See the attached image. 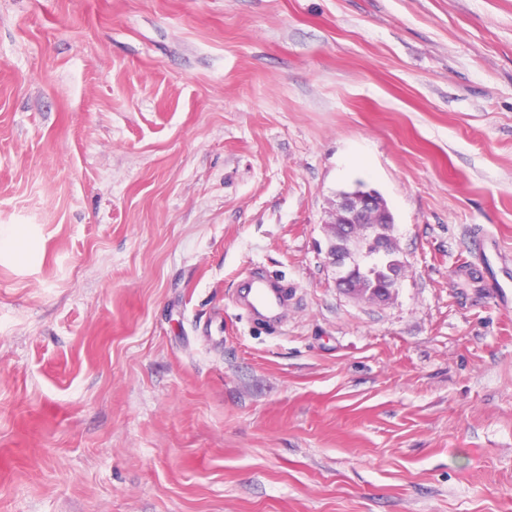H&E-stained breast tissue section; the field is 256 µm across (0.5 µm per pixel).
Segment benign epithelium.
<instances>
[{
  "label": "benign epithelium",
  "mask_w": 512,
  "mask_h": 512,
  "mask_svg": "<svg viewBox=\"0 0 512 512\" xmlns=\"http://www.w3.org/2000/svg\"><path fill=\"white\" fill-rule=\"evenodd\" d=\"M330 220L324 224L327 236L336 234V228L344 229L346 235L360 237L372 245L371 262L377 265L387 263L388 252L383 246V224H394L393 215L386 200L374 189L359 188L341 192L329 212ZM328 263L334 268L336 284L347 293L371 302L384 301L391 296L398 283V275L389 272V278L379 284L378 289L368 294L358 291L356 286L357 262L353 255H343L327 248Z\"/></svg>",
  "instance_id": "benign-epithelium-1"
}]
</instances>
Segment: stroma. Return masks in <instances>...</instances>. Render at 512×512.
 <instances>
[{
    "mask_svg": "<svg viewBox=\"0 0 512 512\" xmlns=\"http://www.w3.org/2000/svg\"><path fill=\"white\" fill-rule=\"evenodd\" d=\"M511 284L512 0H0V512H512ZM337 199L329 212L330 220L324 224L328 238L336 235L337 227H342L346 235L360 237L374 245L372 263L386 265L389 254L383 244L385 236L380 224H389V227L394 224L386 200L376 190L367 188L341 192ZM371 245L368 246L369 251ZM346 247V240L340 236H336V250L334 251L330 246H328L326 251L328 263L334 268L336 274V284L338 288H342L348 294L357 298L371 302H380L388 299L397 286L400 274L396 275L394 272L388 270L390 276L379 284L378 290H375L377 288H373V290L368 294L360 293L356 283H361L363 288H370L371 283L373 282L372 276L367 277L365 280L359 279L357 282H354L357 272V262L354 261V259L357 258L353 257L351 252L350 255L336 253L345 251ZM287 300L288 288L259 271L251 272L240 296V303L252 314L269 319L277 316Z\"/></svg>",
    "mask_w": 512,
    "mask_h": 512,
    "instance_id": "1",
    "label": "stroma"
}]
</instances>
